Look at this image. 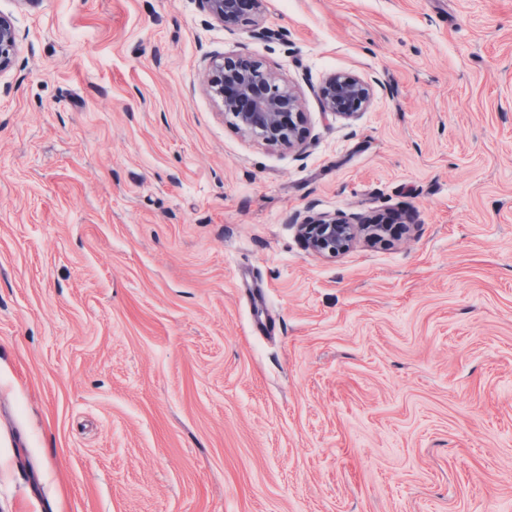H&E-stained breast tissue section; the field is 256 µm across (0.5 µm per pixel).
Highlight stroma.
<instances>
[{
  "mask_svg": "<svg viewBox=\"0 0 512 512\" xmlns=\"http://www.w3.org/2000/svg\"><path fill=\"white\" fill-rule=\"evenodd\" d=\"M0 15V512H512V0ZM238 56L302 146L209 93ZM321 213L408 226L329 257ZM209 14L225 28L239 24L244 14L240 13L241 0H203ZM16 49V31L7 19L0 16V71L9 64ZM208 89L246 134L271 147L291 149L301 141L305 115L298 93L259 61L224 58L214 64ZM370 95V85L353 74L332 76L318 93L323 112L346 119L355 117L368 104Z\"/></svg>",
  "mask_w": 512,
  "mask_h": 512,
  "instance_id": "1",
  "label": "stroma"
}]
</instances>
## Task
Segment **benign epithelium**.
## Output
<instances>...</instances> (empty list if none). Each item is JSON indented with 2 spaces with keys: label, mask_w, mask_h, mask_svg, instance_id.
<instances>
[{
  "label": "benign epithelium",
  "mask_w": 512,
  "mask_h": 512,
  "mask_svg": "<svg viewBox=\"0 0 512 512\" xmlns=\"http://www.w3.org/2000/svg\"><path fill=\"white\" fill-rule=\"evenodd\" d=\"M209 14L224 27L242 21L241 0H203ZM17 49V34L0 16V70L9 64ZM209 92L220 100L224 114L246 134L271 147L291 149L303 136L305 115L300 97L288 84L279 82L263 65L249 58L225 59L214 64ZM370 85L353 74H336L320 88L322 110L346 119L355 117L369 102ZM376 239L384 226H359L344 218L322 215L300 223L307 246L313 252L334 256L351 247L359 230Z\"/></svg>",
  "instance_id": "7a95c632"
}]
</instances>
